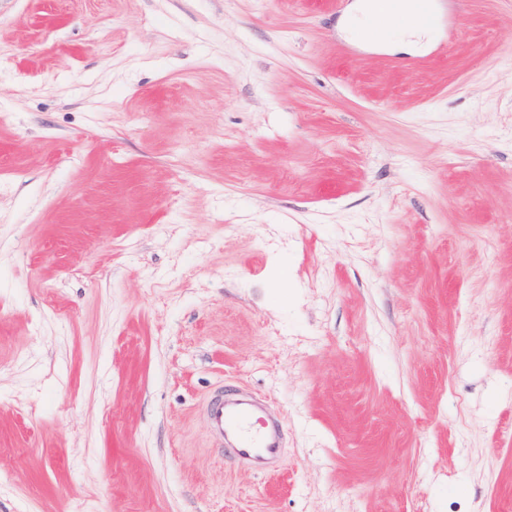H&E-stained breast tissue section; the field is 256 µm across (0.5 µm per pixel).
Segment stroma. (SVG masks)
<instances>
[{
  "label": "stroma",
  "instance_id": "obj_1",
  "mask_svg": "<svg viewBox=\"0 0 512 512\" xmlns=\"http://www.w3.org/2000/svg\"><path fill=\"white\" fill-rule=\"evenodd\" d=\"M354 2L0 0V512L512 503V0ZM436 2L448 5L447 0H382L378 12L370 20L369 30L378 25L382 18L390 21L399 20L401 15L407 12L434 31L441 20L435 7ZM202 416L224 456L256 474L275 471L284 454L282 422L267 398L243 388H218L204 403Z\"/></svg>",
  "mask_w": 512,
  "mask_h": 512
}]
</instances>
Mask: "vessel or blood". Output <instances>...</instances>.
<instances>
[{
  "label": "vessel or blood",
  "mask_w": 512,
  "mask_h": 512,
  "mask_svg": "<svg viewBox=\"0 0 512 512\" xmlns=\"http://www.w3.org/2000/svg\"><path fill=\"white\" fill-rule=\"evenodd\" d=\"M437 0H382L371 25L381 19L396 20L408 13L428 28H436L440 16ZM202 416L224 455L256 474L275 471L284 454L282 422L273 414L265 396L247 389L216 390L204 403Z\"/></svg>",
  "instance_id": "b4317fda"
}]
</instances>
